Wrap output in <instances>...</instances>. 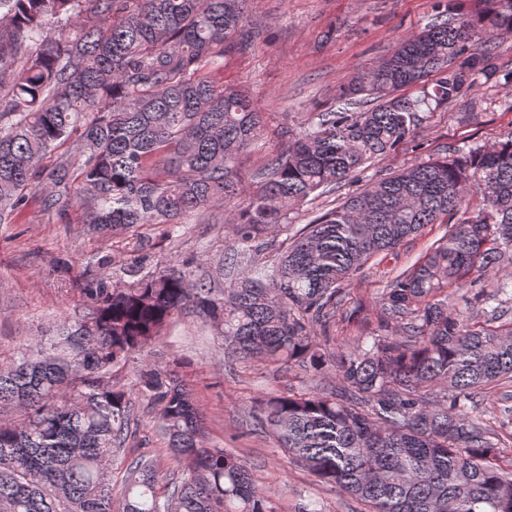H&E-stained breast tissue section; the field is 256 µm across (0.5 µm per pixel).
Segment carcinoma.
Masks as SVG:
<instances>
[{"instance_id":"carcinoma-1","label":"carcinoma","mask_w":512,"mask_h":512,"mask_svg":"<svg viewBox=\"0 0 512 512\" xmlns=\"http://www.w3.org/2000/svg\"><path fill=\"white\" fill-rule=\"evenodd\" d=\"M247 2L0 0V218L37 192L41 211L63 217L73 200L100 231L176 227L237 198L239 158L261 139L263 113L215 74L264 34ZM469 2L433 0V21L359 69L342 106L282 131L288 146L227 214L236 254L254 258L267 227H288L316 192L395 151L478 79L512 86V65L493 63L512 0ZM56 24L65 32L54 37ZM429 224L447 230L393 277L374 332L354 348L336 343L342 285ZM511 251L512 131L368 183L238 281L224 283L222 259L213 272L172 265L124 288L90 280L89 312L62 322L49 351L0 364V409L15 413L0 420V512H112L113 456L136 434L131 394L112 373L178 314L212 324L237 360L336 373L339 390L257 400L255 423L364 512H512V447L497 418L470 412L478 391L512 383V319L501 320L512 280L481 293L495 303L487 327L448 294ZM138 391L183 471L172 481L152 457L131 458L122 512H276L243 458L207 445L174 369L140 371Z\"/></svg>"}]
</instances>
